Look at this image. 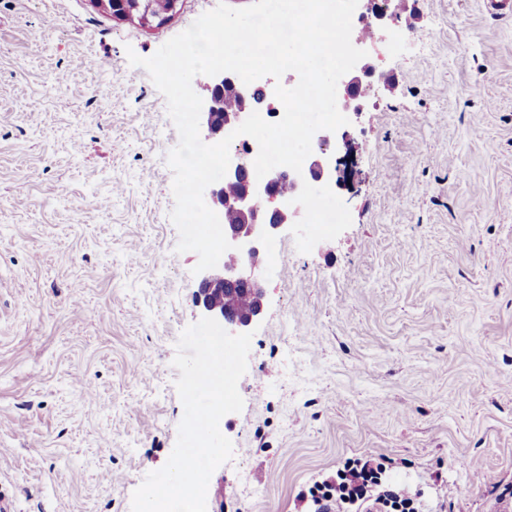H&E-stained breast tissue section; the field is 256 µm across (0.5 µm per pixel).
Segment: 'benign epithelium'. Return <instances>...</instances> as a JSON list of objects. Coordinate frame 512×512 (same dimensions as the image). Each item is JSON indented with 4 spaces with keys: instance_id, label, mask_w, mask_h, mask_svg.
Here are the masks:
<instances>
[{
    "instance_id": "obj_1",
    "label": "benign epithelium",
    "mask_w": 512,
    "mask_h": 512,
    "mask_svg": "<svg viewBox=\"0 0 512 512\" xmlns=\"http://www.w3.org/2000/svg\"><path fill=\"white\" fill-rule=\"evenodd\" d=\"M207 96L203 99L200 113V132L205 138L219 142L236 129L248 116L246 112H219L218 100L226 92L236 94L244 101L253 98L263 103L274 96L273 88L246 85L236 77L225 73L209 76L204 83ZM347 142L346 135L322 132L317 135L318 152L298 174L292 170H279L264 180L253 178L248 169L246 155L236 150L230 154V163L224 182L209 185L204 200L211 209L224 219V211L232 210L240 215L241 223L224 225V234L232 245L229 252L239 262L228 266L219 261L217 267L203 271L195 294L196 306L204 316L224 325V330L237 335L261 313L262 306L247 315L229 314L212 302V293L224 288H235L263 297L262 280L264 270L256 257L265 250L292 217L298 215L308 198V186L312 182L330 183L341 172L342 159L336 158V142ZM286 181L291 192L283 196L278 185ZM240 184L238 193L232 197L224 195V183Z\"/></svg>"
}]
</instances>
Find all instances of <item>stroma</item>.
Segmentation results:
<instances>
[{"instance_id": "obj_1", "label": "stroma", "mask_w": 512, "mask_h": 512, "mask_svg": "<svg viewBox=\"0 0 512 512\" xmlns=\"http://www.w3.org/2000/svg\"><path fill=\"white\" fill-rule=\"evenodd\" d=\"M160 28L92 0H0V493L15 512H131L171 455L172 365L199 321L195 252L170 219L179 142L127 53ZM382 81L345 108L350 182L261 258L263 311L232 459L207 512H306L347 459L422 512H512V16L406 0L362 45ZM64 75L47 95L48 76ZM332 197L342 221L310 234Z\"/></svg>"}]
</instances>
